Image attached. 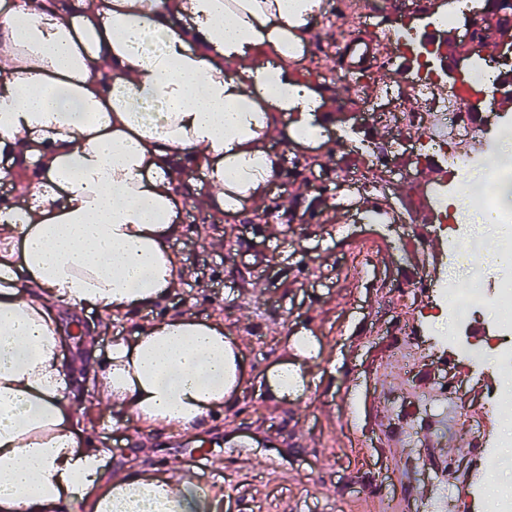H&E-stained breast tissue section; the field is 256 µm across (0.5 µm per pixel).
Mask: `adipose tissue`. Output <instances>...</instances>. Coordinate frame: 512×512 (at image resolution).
<instances>
[{"label":"adipose tissue","mask_w":512,"mask_h":512,"mask_svg":"<svg viewBox=\"0 0 512 512\" xmlns=\"http://www.w3.org/2000/svg\"><path fill=\"white\" fill-rule=\"evenodd\" d=\"M317 0H0V43L27 47L23 77L0 66V158L43 173L0 219V512H200L192 487L154 471L107 475L80 446L57 309L113 316L176 288L168 243L194 170L217 215L261 198L278 176L264 148L280 114L297 142L331 114L295 63ZM94 35L84 51L81 29ZM163 35L149 54L147 37ZM112 73L111 93L101 77ZM157 100L161 111L144 112ZM185 185L186 194L175 191ZM241 349L191 316L116 339L99 396L149 433L192 431L239 392Z\"/></svg>","instance_id":"adipose-tissue-1"}]
</instances>
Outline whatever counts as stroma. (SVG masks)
I'll use <instances>...</instances> for the list:
<instances>
[{
    "instance_id": "35a3bbf8",
    "label": "stroma",
    "mask_w": 512,
    "mask_h": 512,
    "mask_svg": "<svg viewBox=\"0 0 512 512\" xmlns=\"http://www.w3.org/2000/svg\"><path fill=\"white\" fill-rule=\"evenodd\" d=\"M363 6L367 27L349 16L313 21L298 77H323L333 122L317 143L265 141L280 175L261 206L204 224L195 221L202 207L183 206V231L169 243L180 286L155 305L114 318L59 310L82 438L107 450L113 473L157 469L192 484L212 474L204 512H480L474 489L512 484V466L484 450L512 432V400L488 419L480 410L489 392L512 383V369L474 379L436 341L429 325L438 311L415 287L439 273L444 244L432 224L408 218L426 207L408 177L414 160L399 151L375 172L350 143L359 136L386 147L395 137L383 123L353 125L361 104L351 86L378 88L390 70L349 68L342 50L397 28L396 0ZM377 201L389 223L372 220ZM261 209L268 219L254 222ZM186 313L223 323L240 342V394L193 431L114 426L87 379L88 352L105 360L115 338ZM282 363L304 386L275 401L266 375Z\"/></svg>"
}]
</instances>
